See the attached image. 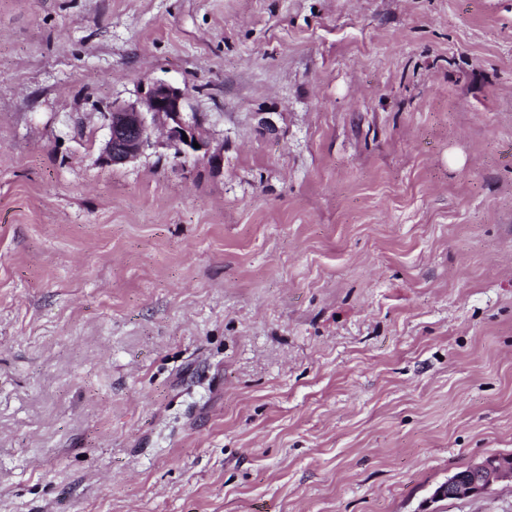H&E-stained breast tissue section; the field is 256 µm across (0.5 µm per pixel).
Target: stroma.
Segmentation results:
<instances>
[{"label":"stroma","instance_id":"stroma-1","mask_svg":"<svg viewBox=\"0 0 512 512\" xmlns=\"http://www.w3.org/2000/svg\"><path fill=\"white\" fill-rule=\"evenodd\" d=\"M189 92L220 167L100 165ZM512 0H0V512H512ZM502 482L512 484V456L487 455L473 462L466 473L449 477L434 497L457 499L479 495Z\"/></svg>","mask_w":512,"mask_h":512}]
</instances>
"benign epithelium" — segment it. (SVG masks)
I'll use <instances>...</instances> for the list:
<instances>
[{
  "mask_svg": "<svg viewBox=\"0 0 512 512\" xmlns=\"http://www.w3.org/2000/svg\"><path fill=\"white\" fill-rule=\"evenodd\" d=\"M188 93L179 87L152 82L144 93L146 111L135 106L112 107L106 113L108 134L99 161L105 166H122L134 161L154 146L153 127L160 121L168 145L185 157H201L212 165L221 163L220 156L210 153L208 140L202 133V120L188 118L184 107ZM512 484V456L487 455L470 465L464 474H454L440 485L435 495L457 499L482 494L493 486Z\"/></svg>",
  "mask_w": 512,
  "mask_h": 512,
  "instance_id": "7a95c632",
  "label": "benign epithelium"
}]
</instances>
